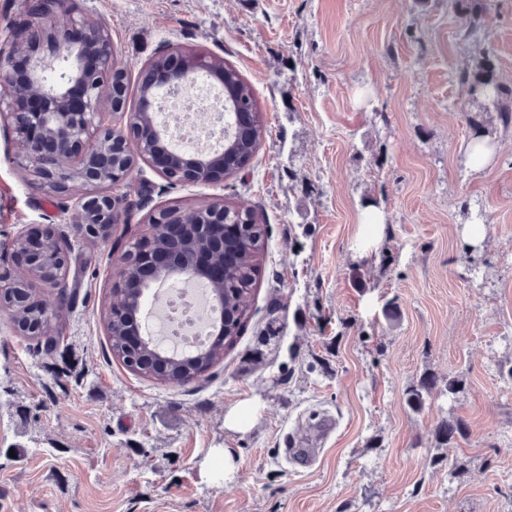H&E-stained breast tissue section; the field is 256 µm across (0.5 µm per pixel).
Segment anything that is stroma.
<instances>
[{
	"mask_svg": "<svg viewBox=\"0 0 512 512\" xmlns=\"http://www.w3.org/2000/svg\"><path fill=\"white\" fill-rule=\"evenodd\" d=\"M38 2L0 0V56ZM71 15L105 29L126 74L113 127L179 51L232 65L264 134L224 180L140 160L109 186L120 221L75 246L70 301L39 289L52 351L0 312V512H512V127L457 79L487 55L512 89V0H71ZM473 120L494 148L478 167ZM203 203L256 213L264 249L236 346L174 387L113 356L105 321L152 216ZM71 205L0 119V271L16 272L19 233L66 231ZM245 404L256 415L230 427ZM451 418L467 430L448 449Z\"/></svg>",
	"mask_w": 512,
	"mask_h": 512,
	"instance_id": "stroma-1",
	"label": "stroma"
}]
</instances>
